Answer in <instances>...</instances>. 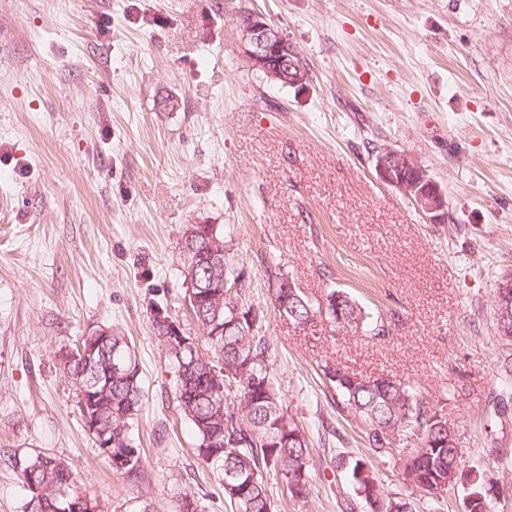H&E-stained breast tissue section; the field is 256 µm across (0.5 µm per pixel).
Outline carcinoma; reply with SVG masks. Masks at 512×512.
I'll return each mask as SVG.
<instances>
[{
	"label": "carcinoma",
	"mask_w": 512,
	"mask_h": 512,
	"mask_svg": "<svg viewBox=\"0 0 512 512\" xmlns=\"http://www.w3.org/2000/svg\"><path fill=\"white\" fill-rule=\"evenodd\" d=\"M242 282L243 273L226 262L216 272L206 267L197 270L199 281L212 276ZM271 300L275 308L304 327L316 316H328L337 323L363 320V307L350 293L331 288L325 303H313L302 291L289 299L282 288L286 277L269 270ZM212 288H199L197 304L191 306L195 319L207 336V353L193 343L163 346L175 368H184L179 380L176 402L182 416L191 424L197 440L198 456L207 465H216L224 473V500L231 512H275L268 491V478L275 477L299 487V496L307 498L312 486L309 442L302 427L276 387L269 366V344L259 335V315L243 300L244 288L213 295ZM233 369L219 386L208 373L215 369ZM62 371L75 388V394L87 393L78 401L83 419L95 421L93 438L104 439L112 449L128 452L122 467L112 471L137 478L143 471V454L131 437V428L143 397L141 372L127 337L112 331L111 340L98 348L90 363L66 353ZM502 387L491 397V417L512 415V368H505ZM324 374L335 383L348 409L367 426L366 437L379 456H390L397 443L411 448L395 462L403 481L430 495L443 496L448 487L467 483L468 512H491L484 477H468L463 453L454 425L441 415L436 405L411 387L390 378L373 380L325 366ZM0 462L16 470L24 487L31 491L32 512H99V505L83 489L71 465L64 459L43 453L17 455L0 450ZM337 467L345 470L355 498L346 509L372 512H414L410 500L385 491L378 475L365 460L344 459Z\"/></svg>",
	"instance_id": "cac0c4a2"
}]
</instances>
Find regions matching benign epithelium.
<instances>
[{"mask_svg": "<svg viewBox=\"0 0 512 512\" xmlns=\"http://www.w3.org/2000/svg\"><path fill=\"white\" fill-rule=\"evenodd\" d=\"M243 41L252 68L265 73L272 80H283L289 85L301 88L306 77L297 66L294 46L262 17L251 16L241 25ZM376 170L387 183L400 188L417 208L434 224L448 222V204L445 194L427 169L406 152L385 150L377 156ZM204 224H188L180 239L178 250L183 261L190 262L187 244L203 234ZM161 326V340L164 343L186 342L181 325L165 316L161 310L154 315Z\"/></svg>", "mask_w": 512, "mask_h": 512, "instance_id": "7a95c632", "label": "benign epithelium"}]
</instances>
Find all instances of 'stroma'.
<instances>
[{
    "label": "stroma",
    "mask_w": 512,
    "mask_h": 512,
    "mask_svg": "<svg viewBox=\"0 0 512 512\" xmlns=\"http://www.w3.org/2000/svg\"><path fill=\"white\" fill-rule=\"evenodd\" d=\"M240 1L293 44L303 88L252 70ZM384 149L429 171L447 223L379 178ZM195 223L229 242L310 440L311 493L269 479L277 512H343L342 456L420 498L328 364L420 389L512 512V417L487 413L507 356L494 290L512 271V0H0V448L67 460L101 512H177L186 492L230 512L152 327L162 306L201 333L178 254ZM271 264L309 297L349 292L387 334L294 324L271 303ZM97 326L122 331L141 370L137 482L101 455L60 368Z\"/></svg>",
    "instance_id": "1"
}]
</instances>
